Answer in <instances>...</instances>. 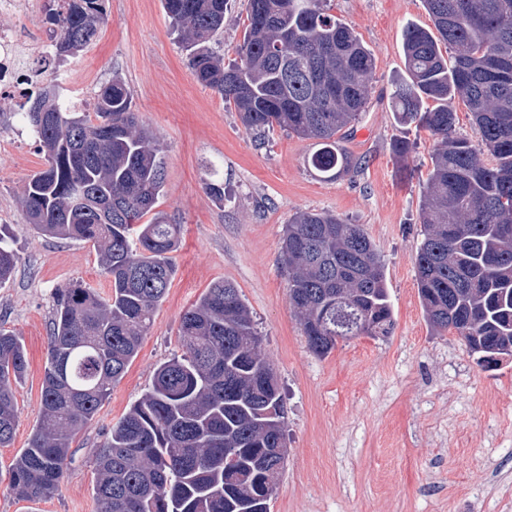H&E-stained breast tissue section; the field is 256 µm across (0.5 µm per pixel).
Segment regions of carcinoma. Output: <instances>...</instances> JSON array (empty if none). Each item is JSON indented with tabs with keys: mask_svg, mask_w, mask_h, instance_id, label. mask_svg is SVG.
Returning a JSON list of instances; mask_svg holds the SVG:
<instances>
[{
	"mask_svg": "<svg viewBox=\"0 0 512 512\" xmlns=\"http://www.w3.org/2000/svg\"><path fill=\"white\" fill-rule=\"evenodd\" d=\"M227 2L162 0L197 81L248 131L276 126L317 140L308 165L324 179L356 169L338 134L365 110L374 77L357 34L323 0H246L239 60L226 65L205 43L223 29ZM425 2L433 27L404 31L409 80L391 97L396 119L433 139L418 294L435 331L455 333L490 367L512 356V0ZM105 20L102 0H69L55 13V62L88 48ZM456 99L470 112L478 146L456 132ZM29 102L20 116L46 165L23 187L26 217L44 235L92 245L111 282L106 298L80 281L56 290L41 421L8 469L10 490L36 504L59 491L73 442L137 356L175 273L180 225L155 212L162 147L120 77L100 87L91 114L63 109L49 85ZM281 257L290 305L315 355L340 340L390 334L384 266L360 225L300 210ZM19 260L1 228L0 284ZM180 338L182 354L158 366L101 444L98 512H270L266 489L283 472L272 449L284 447L285 416L278 387L262 379L268 362L250 308L232 283L216 281L183 314ZM27 366L19 338L1 330V448L15 436L13 383Z\"/></svg>",
	"mask_w": 512,
	"mask_h": 512,
	"instance_id": "carcinoma-1",
	"label": "carcinoma"
}]
</instances>
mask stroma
I'll list each match as a JSON object with an SVG mask.
<instances>
[{"label":"stroma","instance_id":"1","mask_svg":"<svg viewBox=\"0 0 512 512\" xmlns=\"http://www.w3.org/2000/svg\"><path fill=\"white\" fill-rule=\"evenodd\" d=\"M104 5L99 37L68 61L70 88L90 101L112 76L129 86L163 147L156 210L181 227L175 274L137 357L76 438L59 492L36 505L18 500L7 469L40 422L55 292L74 281L103 295L111 287L90 245L48 238L27 223L22 189L45 158L13 103L0 101V225L9 226L21 257L0 286V328L21 338L28 357L15 385V437L0 448V512H97L95 460L105 434L156 368L181 354L182 314L219 280L249 306L284 400L287 459L270 512H512V357L479 366L458 337L433 330L418 295L422 182L433 141L396 123L390 97L406 77L405 27L432 25L423 0H327L328 13L375 59L366 108L342 140L359 166L335 181L308 167L314 140L277 128L246 131L197 81L161 0ZM245 23V0H229L212 50L234 60ZM397 140L411 147L407 164L393 154ZM210 182L223 183V198L208 193ZM299 210L334 214L373 240L392 307L389 335L337 342L324 357L309 350L280 261L284 227Z\"/></svg>","mask_w":512,"mask_h":512}]
</instances>
